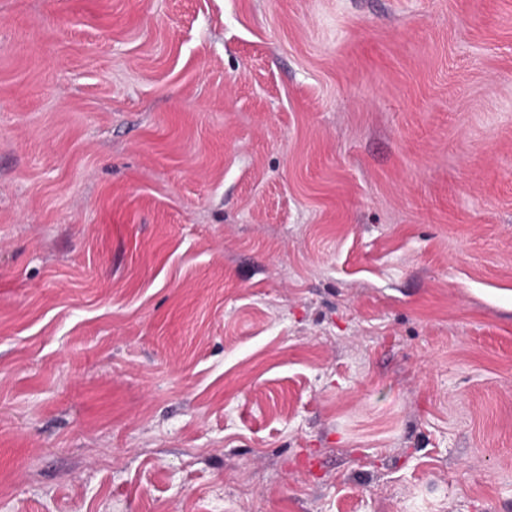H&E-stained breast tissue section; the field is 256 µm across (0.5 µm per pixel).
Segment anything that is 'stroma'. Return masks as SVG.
I'll list each match as a JSON object with an SVG mask.
<instances>
[{
  "instance_id": "obj_1",
  "label": "stroma",
  "mask_w": 512,
  "mask_h": 512,
  "mask_svg": "<svg viewBox=\"0 0 512 512\" xmlns=\"http://www.w3.org/2000/svg\"><path fill=\"white\" fill-rule=\"evenodd\" d=\"M0 512H512V0H0Z\"/></svg>"
}]
</instances>
